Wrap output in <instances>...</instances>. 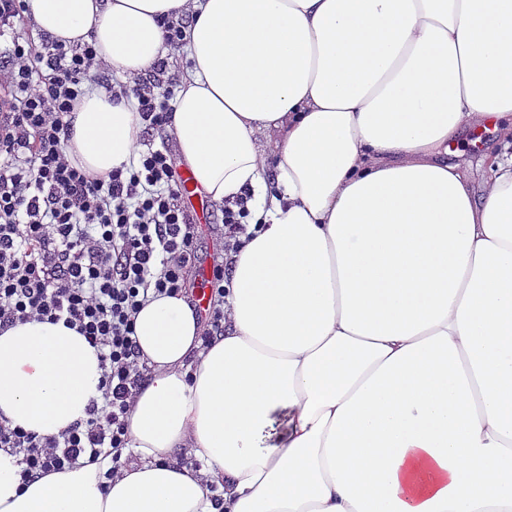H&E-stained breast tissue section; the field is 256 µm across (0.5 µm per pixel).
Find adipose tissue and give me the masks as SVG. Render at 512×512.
<instances>
[{
  "mask_svg": "<svg viewBox=\"0 0 512 512\" xmlns=\"http://www.w3.org/2000/svg\"><path fill=\"white\" fill-rule=\"evenodd\" d=\"M38 30L119 75L189 14L169 131L213 202L251 194L224 334L186 298L137 313L151 372L111 458L23 483L0 512H512V153L481 195L440 158L512 140V0H26ZM134 107L88 92L69 158L128 162ZM275 139L262 149L258 134ZM104 370L63 323L0 333V422L86 419Z\"/></svg>",
  "mask_w": 512,
  "mask_h": 512,
  "instance_id": "adipose-tissue-1",
  "label": "adipose tissue"
}]
</instances>
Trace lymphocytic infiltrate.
Here are the masks:
<instances>
[{
  "mask_svg": "<svg viewBox=\"0 0 512 512\" xmlns=\"http://www.w3.org/2000/svg\"><path fill=\"white\" fill-rule=\"evenodd\" d=\"M162 58L120 81L93 44L40 35L14 37L0 51V332L31 318L77 329L99 352L101 396L85 420L41 438L0 423V449L16 456L22 481L112 457L121 467L128 415L149 368L134 319L149 298H194L189 272L201 237L181 203L169 144L138 151L128 164L95 178L65 153L70 115L102 88L131 101L144 133L163 131L176 79ZM247 197L219 205L209 230L213 262L201 335L209 348L224 334L228 252L249 230Z\"/></svg>",
  "mask_w": 512,
  "mask_h": 512,
  "instance_id": "f902f5d3",
  "label": "lymphocytic infiltrate"
}]
</instances>
